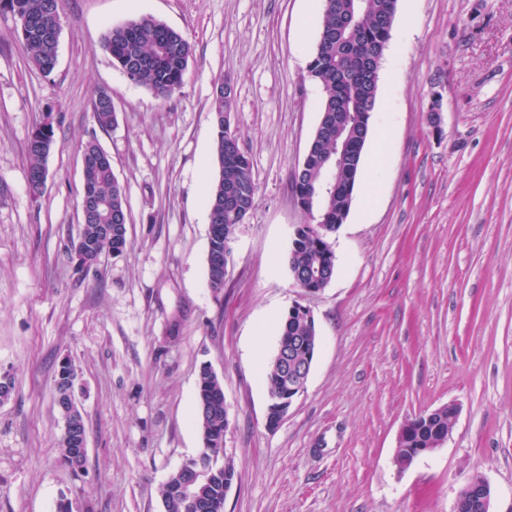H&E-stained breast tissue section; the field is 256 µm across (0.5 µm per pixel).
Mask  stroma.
<instances>
[{
    "label": "stroma",
    "instance_id": "1",
    "mask_svg": "<svg viewBox=\"0 0 512 512\" xmlns=\"http://www.w3.org/2000/svg\"><path fill=\"white\" fill-rule=\"evenodd\" d=\"M194 45L184 82L160 98L100 45L137 15ZM323 0H64L58 63L39 72L0 9V512H164L161 489L195 458L201 365L224 383V457L237 480L224 512H453L476 473L490 512H512V0H398L354 197L330 242L336 274L313 295L287 264L293 176L320 120L307 73ZM235 89L231 128L257 202L231 243L224 289L208 286L218 174L210 105ZM117 122L101 130L97 89ZM442 110L440 134L429 122ZM52 122L41 197L27 139ZM97 139L126 190L122 253L83 268L80 145ZM319 347L303 391L267 425L280 324L294 304ZM88 453L73 475L58 452L62 359ZM459 407L447 442L407 468L401 427Z\"/></svg>",
    "mask_w": 512,
    "mask_h": 512
}]
</instances>
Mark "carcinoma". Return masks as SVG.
<instances>
[{"mask_svg":"<svg viewBox=\"0 0 512 512\" xmlns=\"http://www.w3.org/2000/svg\"><path fill=\"white\" fill-rule=\"evenodd\" d=\"M398 0H324L323 22L316 47L308 64L309 77L322 89L320 112L331 122L322 125L305 168L293 177L294 194L301 209L317 214L316 223L295 227L288 252L290 273L306 274L314 269L336 268L335 253L326 236L344 223L352 205L353 192L360 173L362 153L340 152L336 146V113L348 114V125L369 129L374 110L378 81L370 79L377 72L391 38ZM0 7L15 20H28L34 28L16 27L17 38L26 49L32 65L45 75L51 74L58 61V41L53 31L60 29L63 0H0ZM102 46L112 63L128 79L162 97H170L182 86L190 59L192 43L179 31L149 15L134 17L108 28ZM233 90L216 88L211 102L216 128L215 158L219 174L211 185L206 204L209 212V249L207 255L208 287L215 293L224 290L227 263L224 241L235 224V213L248 216L254 209L257 186L250 158L233 156V144L224 137V112L232 111ZM97 125L106 130L115 123L112 97L105 90L96 92L93 103ZM54 144L50 123L37 126L29 136L27 153L29 173L47 170L46 161ZM83 186L90 200L100 204L96 217L83 224L78 240L88 243L95 252H122L127 245L128 210L126 191L112 172V163H93L82 168ZM321 193L314 210L305 206L313 192ZM316 326L299 319H283L280 338L312 336ZM266 377L271 390L288 392V376L280 362L273 359ZM451 411L420 414L407 422L398 438V453L410 448H430L439 432L448 429ZM196 425L202 441L221 444L228 428L224 405V384L208 366L198 376ZM74 445L59 439L61 459L74 473L82 471L86 456L70 458ZM234 475L229 462L211 470L206 476L202 506L191 508L169 485L161 489L165 512H224V475Z\"/></svg>","mask_w":512,"mask_h":512,"instance_id":"obj_1","label":"carcinoma"}]
</instances>
